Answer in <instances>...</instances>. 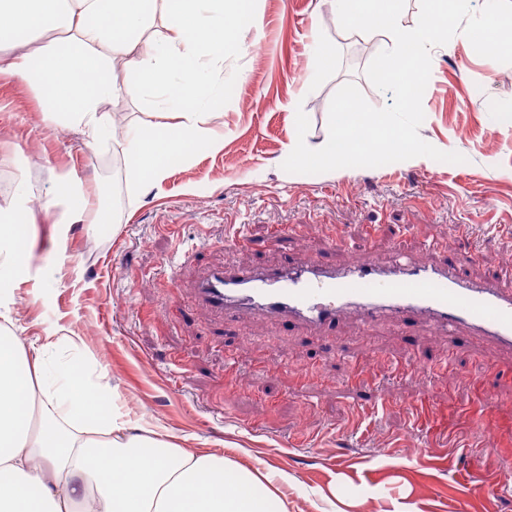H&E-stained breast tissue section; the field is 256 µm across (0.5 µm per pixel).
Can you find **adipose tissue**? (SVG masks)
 Returning a JSON list of instances; mask_svg holds the SVG:
<instances>
[{"mask_svg": "<svg viewBox=\"0 0 512 512\" xmlns=\"http://www.w3.org/2000/svg\"><path fill=\"white\" fill-rule=\"evenodd\" d=\"M162 36H150L154 21ZM253 0H0V77L45 90V121L78 129L95 150L112 134L103 105L121 87L180 121L129 130L118 148L128 201L159 186L177 161L223 148L210 121L231 87L214 73L228 43L257 27ZM65 36L40 43L48 31ZM124 58V77L114 70ZM25 184L0 206V300L24 281L32 212ZM47 208L64 224L90 208L80 180L58 183ZM0 325V512H270L257 474L223 455L196 453L135 432L103 374L56 361Z\"/></svg>", "mask_w": 512, "mask_h": 512, "instance_id": "obj_1", "label": "adipose tissue"}]
</instances>
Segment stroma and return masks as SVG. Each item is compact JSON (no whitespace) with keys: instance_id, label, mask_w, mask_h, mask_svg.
<instances>
[{"instance_id":"stroma-1","label":"stroma","mask_w":512,"mask_h":512,"mask_svg":"<svg viewBox=\"0 0 512 512\" xmlns=\"http://www.w3.org/2000/svg\"><path fill=\"white\" fill-rule=\"evenodd\" d=\"M257 31L224 55L234 92L215 110L223 149L171 168L138 206L127 199L122 158L104 143L81 147L73 128L37 112L23 83L0 78V206L16 180L46 201L61 179L82 181L90 203L112 185L115 223L89 220L59 236L44 213L29 227L30 278L10 307L13 331L74 339L101 364L131 424L190 450L219 452L258 473L283 472L273 493L287 512H512V492L480 493L512 465V352L458 331L448 370L391 380L386 357L416 347L443 359L448 339L426 322L390 315L359 330L340 318L334 331L244 316L224 322L199 305L198 281L228 263L272 269L285 257L324 255L339 268L364 257L387 263L394 243L412 240L428 262L425 236H443L448 258L472 279L495 275L512 258V64L479 56L463 34L431 50L421 138L463 155L460 164L427 157L375 168L289 174L282 164L296 132L290 107L310 120L306 139L323 142L333 94L356 84L376 107L392 93L367 79L375 33L344 31L330 0H254ZM115 137L152 119L140 97L121 91L104 106ZM244 227L245 244L226 248L225 230ZM467 224L468 238L452 225ZM291 228L287 241L276 230ZM366 369L358 388L345 380ZM379 389L384 416L351 423L352 404ZM484 439L480 459L456 442Z\"/></svg>"}]
</instances>
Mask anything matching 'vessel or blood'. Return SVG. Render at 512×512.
<instances>
[{"mask_svg": "<svg viewBox=\"0 0 512 512\" xmlns=\"http://www.w3.org/2000/svg\"><path fill=\"white\" fill-rule=\"evenodd\" d=\"M196 294L204 306L227 320L248 313L324 329L347 313L363 327L391 314L406 324L426 320L447 335L452 351L462 324L512 348L511 268L496 278L475 281L454 260L420 264L399 244L385 267L362 259L339 269L320 255L301 264L286 263L273 274L224 266L210 271L198 283Z\"/></svg>", "mask_w": 512, "mask_h": 512, "instance_id": "vessel-or-blood-1", "label": "vessel or blood"}]
</instances>
